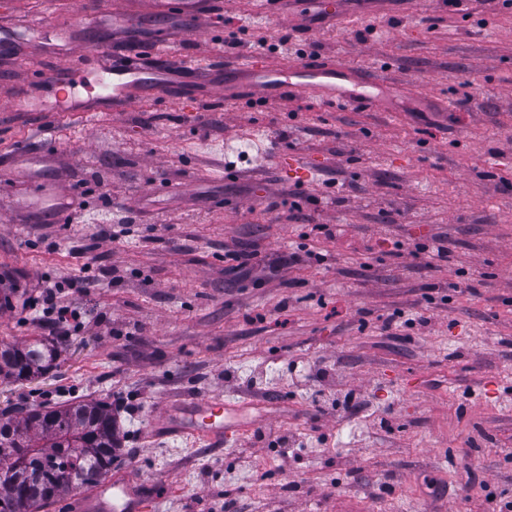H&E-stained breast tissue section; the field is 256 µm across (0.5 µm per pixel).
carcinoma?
I'll list each match as a JSON object with an SVG mask.
<instances>
[{
  "label": "carcinoma",
  "mask_w": 512,
  "mask_h": 512,
  "mask_svg": "<svg viewBox=\"0 0 512 512\" xmlns=\"http://www.w3.org/2000/svg\"><path fill=\"white\" fill-rule=\"evenodd\" d=\"M55 348L41 340L0 349V377L21 381L47 371ZM120 443L112 413L101 403L32 408L0 416V512H40L74 487L93 484L112 468Z\"/></svg>",
  "instance_id": "obj_1"
}]
</instances>
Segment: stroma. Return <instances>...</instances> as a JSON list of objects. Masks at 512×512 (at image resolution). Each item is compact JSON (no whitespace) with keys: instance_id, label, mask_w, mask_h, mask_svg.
<instances>
[{"instance_id":"35a3bbf8","label":"stroma","mask_w":512,"mask_h":512,"mask_svg":"<svg viewBox=\"0 0 512 512\" xmlns=\"http://www.w3.org/2000/svg\"><path fill=\"white\" fill-rule=\"evenodd\" d=\"M6 2L0 29L21 55L0 56V273L23 289L77 278L92 244L96 266L121 258L140 275L73 293L87 325L67 336L1 309L0 345L47 337L58 358L34 379H0V410L111 407L112 473L166 485L156 512H184L214 487L238 512H266L287 491L292 512H490L489 497L512 500V0H370L320 20L294 0L273 13L224 0L219 15L132 0L135 39L166 32L179 59L332 57L385 80L394 107L155 96L90 120L17 101L31 61L68 65L111 40V16L95 0ZM66 200L136 222L114 240L61 221ZM229 250L258 262L236 268ZM304 250L322 261L289 265ZM396 309L414 326L382 331ZM292 360L324 362L367 409L313 430ZM258 375L271 400L247 394ZM214 395L241 424L224 444L156 432L163 414ZM388 405L391 434L378 425ZM263 425L301 438L294 470L279 472L266 448L254 452L267 478L237 465Z\"/></svg>"}]
</instances>
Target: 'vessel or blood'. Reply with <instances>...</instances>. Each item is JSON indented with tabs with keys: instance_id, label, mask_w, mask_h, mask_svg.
Listing matches in <instances>:
<instances>
[{
	"instance_id": "b4317fda",
	"label": "vessel or blood",
	"mask_w": 512,
	"mask_h": 512,
	"mask_svg": "<svg viewBox=\"0 0 512 512\" xmlns=\"http://www.w3.org/2000/svg\"><path fill=\"white\" fill-rule=\"evenodd\" d=\"M170 44V38L162 37L145 47L116 34L111 50L89 49L84 60L67 69L35 66L32 89L51 88L54 99L48 109L52 112L119 110L139 102L154 85L166 87L175 96L191 93L204 101L210 83L218 77L228 99L310 97L329 111L376 109L389 92L383 81L367 72L323 57L288 70L267 66L250 55L232 66L221 59L205 65L186 60L176 69L170 65ZM181 426L217 442L235 430L220 397L198 401ZM76 503L75 512H148L151 506L146 497H134L129 483L119 478L103 481L92 493L79 496Z\"/></svg>"
}]
</instances>
